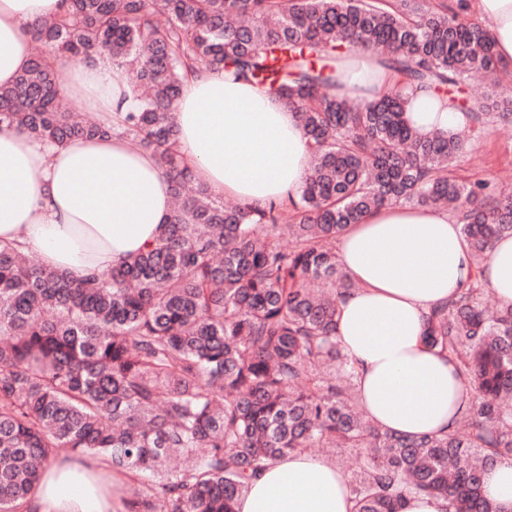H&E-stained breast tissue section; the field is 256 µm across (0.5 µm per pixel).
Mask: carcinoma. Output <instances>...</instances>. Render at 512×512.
<instances>
[{"label":"carcinoma","instance_id":"1","mask_svg":"<svg viewBox=\"0 0 512 512\" xmlns=\"http://www.w3.org/2000/svg\"><path fill=\"white\" fill-rule=\"evenodd\" d=\"M33 39L76 62L110 55L139 104L112 126L69 112L60 75L35 55L0 86V124L47 144L122 135L156 156L174 205L156 244L78 281L0 245V512H20L63 452L132 474V512H235L267 464L315 447L359 451L353 512H401L416 495L497 512L482 484L512 458V305L486 308L481 270L512 235V190L448 175L489 118L512 125V96H465L475 76L497 87L506 69L490 32L429 0H67ZM357 50L452 101L462 129L419 136L393 89L371 105L336 98L331 61ZM201 65L296 114L312 148L298 197L227 205L182 163L173 112L181 73ZM393 205L460 214L475 268L427 318L426 343L473 396L441 437L372 425L336 345L337 301L355 288L336 239ZM173 454L184 464L167 470Z\"/></svg>","mask_w":512,"mask_h":512}]
</instances>
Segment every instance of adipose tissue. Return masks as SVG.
<instances>
[{
	"label": "adipose tissue",
	"mask_w": 512,
	"mask_h": 512,
	"mask_svg": "<svg viewBox=\"0 0 512 512\" xmlns=\"http://www.w3.org/2000/svg\"><path fill=\"white\" fill-rule=\"evenodd\" d=\"M64 0H0V85L32 55L30 26L59 15ZM501 59L512 60V0H475ZM337 98L374 102L401 89L404 117L419 135L455 130L461 114L433 90L403 85L379 54L337 55ZM75 112L109 120L135 106L106 55L58 60ZM177 150L218 195L261 209L296 195L311 149L296 115L265 89L221 69L183 83L175 105ZM172 213L170 182L156 157L116 136L48 145L0 125V245H20L39 265L75 279L120 266L154 244ZM337 259L357 287L337 302L336 342L356 374L364 412L383 431L442 435L471 403L455 364L424 343L426 320L468 281L473 265L457 216L444 209L388 206L350 225ZM485 281L512 304V236L499 237ZM128 474L101 459L45 465L22 512H131ZM348 478L332 460L293 452L253 477L236 512H352Z\"/></svg>",
	"instance_id": "ef3b65f1"
}]
</instances>
